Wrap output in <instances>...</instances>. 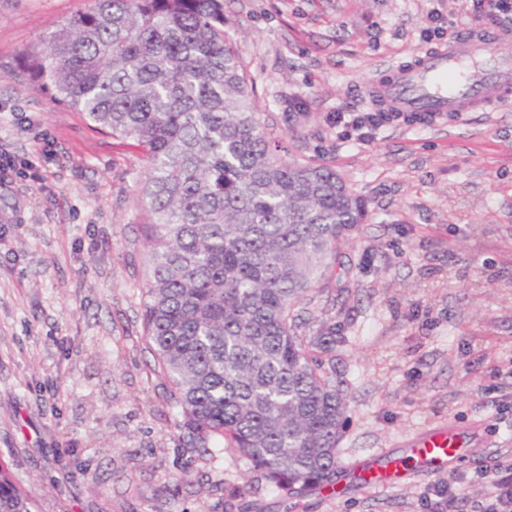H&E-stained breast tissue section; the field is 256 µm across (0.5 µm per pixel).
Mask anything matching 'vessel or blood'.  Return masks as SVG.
<instances>
[{
	"mask_svg": "<svg viewBox=\"0 0 512 512\" xmlns=\"http://www.w3.org/2000/svg\"><path fill=\"white\" fill-rule=\"evenodd\" d=\"M368 96L384 111L418 115L437 123L463 121L468 113L512 99V32L476 33L413 55L390 80L369 87ZM467 442L446 429L433 430L411 442L425 473L446 472ZM400 458L384 456L356 470L360 485L387 487L401 478Z\"/></svg>",
	"mask_w": 512,
	"mask_h": 512,
	"instance_id": "obj_1",
	"label": "vessel or blood"
}]
</instances>
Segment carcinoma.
<instances>
[{"label":"carcinoma","instance_id":"cac0c4a2","mask_svg":"<svg viewBox=\"0 0 512 512\" xmlns=\"http://www.w3.org/2000/svg\"><path fill=\"white\" fill-rule=\"evenodd\" d=\"M57 104L141 150L144 340L199 448H232L290 499L340 474L345 404L295 308L366 218L331 167L288 162L224 39L223 0H91L24 53ZM0 512L32 504L0 468Z\"/></svg>","mask_w":512,"mask_h":512}]
</instances>
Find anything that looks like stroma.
I'll return each mask as SVG.
<instances>
[{"instance_id":"1","label":"stroma","mask_w":512,"mask_h":512,"mask_svg":"<svg viewBox=\"0 0 512 512\" xmlns=\"http://www.w3.org/2000/svg\"><path fill=\"white\" fill-rule=\"evenodd\" d=\"M89 5L0 0V149L23 162L0 181V465L33 512H283L233 449L185 445L150 370L139 150L24 75V50ZM433 11L456 35L478 25L470 0H224L282 156L334 168L367 207L339 288L308 305V334H341L323 354L346 397L339 466L405 455L434 429L472 436L443 476L313 491L291 512H436L441 480L448 512H481L483 472L512 458V104L368 144L326 121L373 111L366 84L432 49Z\"/></svg>"}]
</instances>
